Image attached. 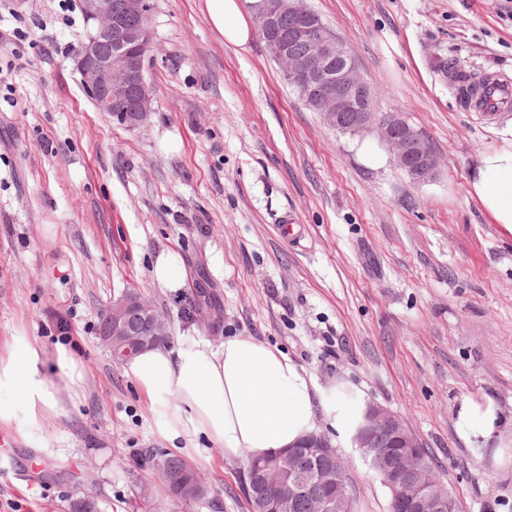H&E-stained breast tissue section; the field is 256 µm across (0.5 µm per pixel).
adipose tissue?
I'll return each instance as SVG.
<instances>
[{"label":"adipose tissue","instance_id":"1","mask_svg":"<svg viewBox=\"0 0 512 512\" xmlns=\"http://www.w3.org/2000/svg\"><path fill=\"white\" fill-rule=\"evenodd\" d=\"M258 0H205L207 16L225 42L246 48L251 30L245 4ZM482 208L512 234V142L484 154L471 184ZM45 351L24 338L14 339L0 356V391L12 394L0 424L21 422L41 431L60 400L42 369ZM162 415L160 432L182 440L185 452L198 450L199 438L222 447L225 455L268 456L297 445L315 431L317 409H324L339 441L354 437L367 407L346 386L317 389L307 373L281 351L250 336H234L221 347L188 338L176 349L153 347L126 365ZM502 415L492 401L463 399L456 430L470 445H488Z\"/></svg>","mask_w":512,"mask_h":512}]
</instances>
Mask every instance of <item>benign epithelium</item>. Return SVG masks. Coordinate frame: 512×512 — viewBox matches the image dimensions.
Wrapping results in <instances>:
<instances>
[{"instance_id":"1","label":"benign epithelium","mask_w":512,"mask_h":512,"mask_svg":"<svg viewBox=\"0 0 512 512\" xmlns=\"http://www.w3.org/2000/svg\"><path fill=\"white\" fill-rule=\"evenodd\" d=\"M88 34L77 59L80 82L97 108L118 123L136 128L152 108L145 76V58L151 45L149 0H81ZM292 21V37L303 45L301 61L290 65L288 80L308 104L317 108L328 124L340 130L347 121L357 132L373 131L392 151L396 166L413 181L426 183L438 174L437 160L425 138L395 113L378 114L364 106L369 87L356 73L343 44L332 32L319 28L312 15L288 0H266L256 16L258 33L273 57L285 60L288 46L275 35L283 18ZM102 344L112 360L127 363L141 350L161 345L170 336L169 322L140 292L126 290L109 305V318L99 329ZM355 447L406 512H449L452 495L430 487L417 475V459L389 461L380 448H420L422 444L401 415L372 404L366 426L354 438ZM310 448H321L328 466L314 471L307 461L288 456V494L278 503L281 512H293L307 500L311 512H347V501L316 494L324 481L341 482L333 465L335 446L324 435L311 436Z\"/></svg>"}]
</instances>
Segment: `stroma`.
Instances as JSON below:
<instances>
[{"label": "stroma", "instance_id": "1", "mask_svg": "<svg viewBox=\"0 0 512 512\" xmlns=\"http://www.w3.org/2000/svg\"><path fill=\"white\" fill-rule=\"evenodd\" d=\"M304 2L374 111L428 140L435 180L414 182L375 134L308 111L259 35L228 45L204 0H151L154 103L137 130L81 85L80 0H0V355L22 336L65 345L84 371L73 395L46 363L63 409L41 435L0 425V512H69L82 496L101 512H249L245 455L213 445L189 458L205 500L163 501L141 482L146 450L172 446L98 336L127 288L168 318L169 348L252 336L317 386L352 382L408 420L463 512H512V458L468 448L455 427L463 398H488L512 441V235L471 192L512 112L464 109L443 70L512 77V0ZM171 252L181 288L153 277ZM342 454L355 512H388L380 478L357 449Z\"/></svg>", "mask_w": 512, "mask_h": 512}]
</instances>
